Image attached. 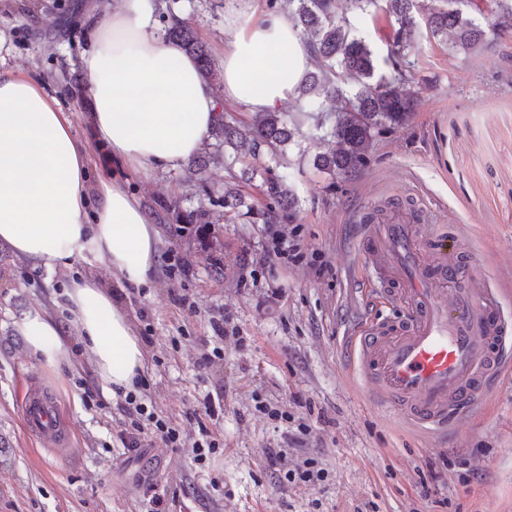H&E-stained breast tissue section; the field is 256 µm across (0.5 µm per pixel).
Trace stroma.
Listing matches in <instances>:
<instances>
[{"mask_svg":"<svg viewBox=\"0 0 512 512\" xmlns=\"http://www.w3.org/2000/svg\"><path fill=\"white\" fill-rule=\"evenodd\" d=\"M114 2L0 0V67L57 99L90 149L91 178L122 181L151 214L223 212V166H211L205 186L190 166L136 174L96 137L78 67L83 19ZM224 6L175 5L216 63ZM412 60L417 108L408 125L376 138L351 177L313 168L319 142L299 136L288 147L294 223L162 224L150 284L122 296L146 347L137 396L153 418L139 454L124 447L120 398L94 394L80 343L49 368L13 329L74 279L114 285L111 271L77 257L48 273L0 248V512H151L157 490L170 492L169 512H512V366L447 447L433 448L368 401L343 354L364 312L400 316L388 301L390 272L356 254L363 219L379 204L384 218L403 214L428 237L460 238L486 286L503 289L512 321V36L473 56L424 37ZM276 233L298 244L300 261H270ZM33 387L71 422L70 456L28 434L19 406ZM159 421L179 430L184 447L161 440ZM196 441L215 442L214 453L193 460L187 446ZM274 449L281 461H271ZM308 459L324 479L288 481Z\"/></svg>","mask_w":512,"mask_h":512,"instance_id":"stroma-1","label":"stroma"}]
</instances>
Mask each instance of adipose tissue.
<instances>
[{"instance_id":"obj_1","label":"adipose tissue","mask_w":512,"mask_h":512,"mask_svg":"<svg viewBox=\"0 0 512 512\" xmlns=\"http://www.w3.org/2000/svg\"><path fill=\"white\" fill-rule=\"evenodd\" d=\"M230 2L217 91L160 34L155 0H118L112 11L85 13L89 48L79 67L95 128L134 171L184 167L202 149L219 104L254 115L278 110L310 71L286 14H258L256 0ZM89 167L90 151L55 98L35 79L0 68V245L49 273L87 253L105 261L120 286L148 285L161 231L117 182L90 186ZM62 308L101 388L133 390L146 351L116 292L82 277L66 288ZM65 322L42 307L15 327L30 355L53 368L69 358Z\"/></svg>"}]
</instances>
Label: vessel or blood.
<instances>
[{
  "label": "vessel or blood",
  "mask_w": 512,
  "mask_h": 512,
  "mask_svg": "<svg viewBox=\"0 0 512 512\" xmlns=\"http://www.w3.org/2000/svg\"><path fill=\"white\" fill-rule=\"evenodd\" d=\"M357 248L397 278L390 297L403 312L390 325L365 317L345 341L350 364L374 405L446 446L454 421L476 412L504 368L499 298L478 287V266L446 241L426 244L421 227L402 218L367 225ZM21 411L33 436L56 455L69 452V424L40 391Z\"/></svg>",
  "instance_id": "obj_1"
}]
</instances>
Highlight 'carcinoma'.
I'll return each instance as SVG.
<instances>
[{
	"label": "carcinoma",
	"instance_id": "1",
	"mask_svg": "<svg viewBox=\"0 0 512 512\" xmlns=\"http://www.w3.org/2000/svg\"><path fill=\"white\" fill-rule=\"evenodd\" d=\"M441 6L426 15L427 35L451 40L452 50L471 56L488 41L487 26L470 13L481 10L483 0H437ZM294 27L308 46L314 68L297 86L298 97H310L303 118L322 133L321 139L336 144L315 157L318 169L335 178L347 179L366 163L374 138L387 129L405 127L417 101L408 89L414 80L411 54L418 37L415 12L418 0H289ZM382 10L392 22V42L383 63H378L370 44L354 33L349 11ZM164 37L193 55L203 78L220 81L210 54L195 30L175 13L162 14ZM300 121L286 112H266L245 130L223 107L210 135L215 147H229L233 159L242 164L232 173L233 184L224 188V221L249 218L263 224L291 223L297 198L287 176L263 168L258 185L265 198L263 207L250 201L256 162L276 161L284 156Z\"/></svg>",
	"mask_w": 512,
	"mask_h": 512
}]
</instances>
